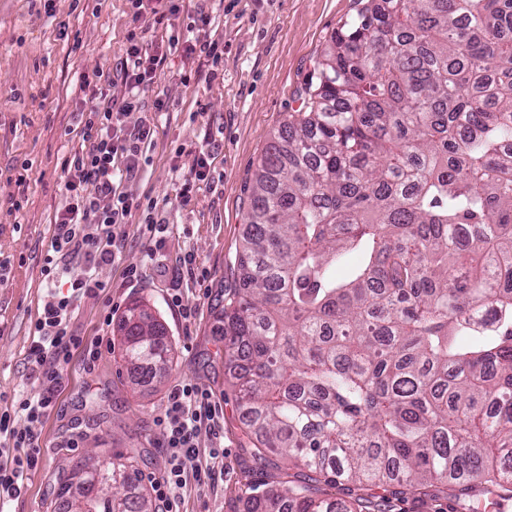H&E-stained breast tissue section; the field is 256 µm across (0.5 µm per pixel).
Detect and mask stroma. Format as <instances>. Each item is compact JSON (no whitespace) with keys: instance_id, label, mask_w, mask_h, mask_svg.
Returning a JSON list of instances; mask_svg holds the SVG:
<instances>
[{"instance_id":"stroma-1","label":"stroma","mask_w":512,"mask_h":512,"mask_svg":"<svg viewBox=\"0 0 512 512\" xmlns=\"http://www.w3.org/2000/svg\"><path fill=\"white\" fill-rule=\"evenodd\" d=\"M187 10L211 14L224 39V77H192L171 56L151 90L170 98L168 112H136L129 123L154 128L150 161L127 192L154 200L163 221V264L148 258L150 237L142 212L115 226L114 262L97 270L108 293L82 299L73 330L102 341L93 370L73 355L63 372L53 410L44 422L41 455L28 471L26 489L8 505L10 512H65L58 495L74 465L96 454L122 451L135 459L142 488L165 467L162 435L155 418L168 393L191 382L210 389L224 416V470L181 491L180 512H243L245 501L266 484L286 476L287 461L260 465L240 421V408L227 381L222 315L239 277L235 259L245 228L248 188L271 136L299 110L300 93L330 35L358 9V0H186ZM127 0H56L47 15L43 0H0V410L14 396L33 390L25 364L30 327L44 295L42 261L51 251V220L64 201L63 162L82 144L75 112L89 92L84 75L112 74V95L121 98L119 78L125 38L132 28ZM67 37H60V30ZM214 144L211 178L199 183L194 205L178 193L201 146ZM20 210H8L9 200ZM193 252L206 268L204 282L183 274L180 260ZM135 267L141 278L127 282ZM178 293L197 308L184 319L171 305ZM146 304L166 327L172 345L166 371L138 378L124 360L118 324L127 307ZM110 325H103L104 313ZM387 512H469L443 494L417 498L385 492Z\"/></svg>"}]
</instances>
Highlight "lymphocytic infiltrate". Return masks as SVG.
Segmentation results:
<instances>
[{
	"label": "lymphocytic infiltrate",
	"mask_w": 512,
	"mask_h": 512,
	"mask_svg": "<svg viewBox=\"0 0 512 512\" xmlns=\"http://www.w3.org/2000/svg\"><path fill=\"white\" fill-rule=\"evenodd\" d=\"M129 2L135 25L127 33L120 69L125 93L121 100H114L111 77L94 72L91 94L78 109L80 134L89 147L75 151L66 162V201L55 213L53 252L44 257L41 267L48 288L42 312L31 327L32 341L25 357L36 390L20 394L13 412L0 414V512L21 496L27 471L38 463L43 423L59 391L64 366L76 351L89 365L98 358L97 342L74 334L71 321L78 300L107 288L95 271L113 259L114 227L126 223L132 212L143 206L141 198L124 191L123 185L140 174L154 130L144 122L128 124V116L147 108L170 111L172 103L167 96H156L148 104L143 95L171 54H180L188 63L204 60L206 80H216L223 73L224 41L212 37L210 14L196 10L184 24L180 0ZM151 25L170 28L167 41H147ZM68 258L79 260L84 272L71 281L68 293L62 294L54 284L64 273L63 262ZM218 408L212 392L192 383L177 386L168 395L157 418L166 467L152 484L165 512H178L177 499L188 480L202 483L212 478L213 466L196 462L197 438L204 422L216 421ZM17 413L23 416L24 427H15L13 416Z\"/></svg>",
	"instance_id": "obj_1"
}]
</instances>
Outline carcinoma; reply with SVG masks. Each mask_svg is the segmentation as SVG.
<instances>
[{"label": "carcinoma", "instance_id": "carcinoma-1", "mask_svg": "<svg viewBox=\"0 0 512 512\" xmlns=\"http://www.w3.org/2000/svg\"><path fill=\"white\" fill-rule=\"evenodd\" d=\"M254 173L224 347L259 463L245 512H365L317 482L512 497V0H363ZM137 370L169 362L140 303ZM86 512H151L133 457Z\"/></svg>", "mask_w": 512, "mask_h": 512}]
</instances>
